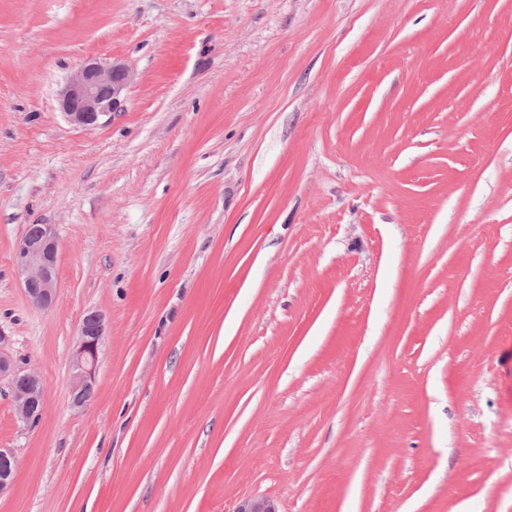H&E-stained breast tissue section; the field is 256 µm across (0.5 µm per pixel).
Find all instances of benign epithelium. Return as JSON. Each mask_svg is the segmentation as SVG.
Wrapping results in <instances>:
<instances>
[{
    "mask_svg": "<svg viewBox=\"0 0 512 512\" xmlns=\"http://www.w3.org/2000/svg\"><path fill=\"white\" fill-rule=\"evenodd\" d=\"M134 81L132 69L124 62L86 59L70 76L58 95L60 110L68 120L91 130L103 118L123 108L126 92ZM58 240L51 224H31L16 244L14 263L30 301L41 308L51 307L57 290ZM105 325L91 313L84 317L71 359V399L84 406L87 392L96 389L98 351ZM7 337L0 336V379L9 381L12 404L18 419L29 425L41 419L45 406L44 384L33 371L20 372L12 356L3 352ZM16 455L0 448V493L13 484L17 471ZM234 512H277L266 498L242 502Z\"/></svg>",
    "mask_w": 512,
    "mask_h": 512,
    "instance_id": "obj_1",
    "label": "benign epithelium"
}]
</instances>
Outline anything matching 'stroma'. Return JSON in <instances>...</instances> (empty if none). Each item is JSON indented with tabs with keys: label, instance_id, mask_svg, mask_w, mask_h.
<instances>
[{
	"label": "stroma",
	"instance_id": "1",
	"mask_svg": "<svg viewBox=\"0 0 512 512\" xmlns=\"http://www.w3.org/2000/svg\"><path fill=\"white\" fill-rule=\"evenodd\" d=\"M0 333V512H512V0H0ZM133 81L134 73L126 63L88 58L60 91L59 108L72 124L94 129L103 118L121 111ZM58 240L51 224H30L16 244L14 263L30 301L51 307L57 290ZM105 325L96 313L84 317L79 328V339L71 359V399L75 407H83L87 392L97 384L98 351ZM0 335V379L7 378L9 381L15 414L27 425L40 421L45 406L43 380L37 372L30 370L22 373L24 380L21 384H15L21 370L12 356L3 352L7 336ZM17 465L16 455L9 449L0 448V493L13 484Z\"/></svg>",
	"mask_w": 512,
	"mask_h": 512
}]
</instances>
